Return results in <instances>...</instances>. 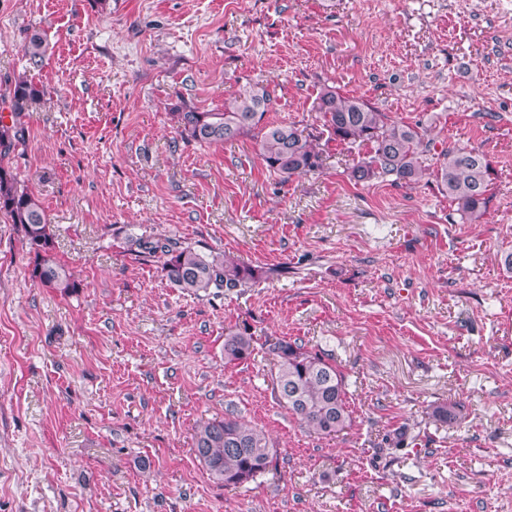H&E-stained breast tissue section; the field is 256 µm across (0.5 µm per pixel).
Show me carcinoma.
Wrapping results in <instances>:
<instances>
[{
    "label": "carcinoma",
    "instance_id": "cac0c4a2",
    "mask_svg": "<svg viewBox=\"0 0 512 512\" xmlns=\"http://www.w3.org/2000/svg\"><path fill=\"white\" fill-rule=\"evenodd\" d=\"M23 52L28 64L39 66L45 54L44 39L37 33L26 37ZM41 96L43 89L33 80L23 76L14 81L9 112H0V153L6 155L24 143L25 112L38 104ZM270 101L267 87L255 84L224 100L222 111L201 112L184 103L172 115L181 138L188 142L225 144L252 135L269 172L284 179L320 170L323 152L319 141L324 137L346 145L350 151L365 149L357 153L348 169L350 180L357 184L389 177L396 184L411 185L429 175L419 127L391 119L361 97L343 96L333 87L321 89L313 103L321 121L316 135L294 124L264 123ZM440 157L436 177L456 212L471 222L480 220L490 199L493 172L489 161L474 149L455 146L442 151ZM0 212L20 226L29 252L35 255L34 278L64 293L78 287L65 267L51 256L53 237L39 197L11 168L2 165ZM139 246L150 255L162 257V270L169 282L194 296L242 288L275 274L273 269L248 265L224 254H205L167 239L145 240ZM254 350V336L246 330L224 337V360L228 363L245 361ZM272 353L279 401L300 424L326 437L351 426L345 377L331 354L308 350L286 339L273 344ZM193 448L209 476L229 487L255 480L274 458L265 435L231 413L199 424Z\"/></svg>",
    "mask_w": 512,
    "mask_h": 512
}]
</instances>
